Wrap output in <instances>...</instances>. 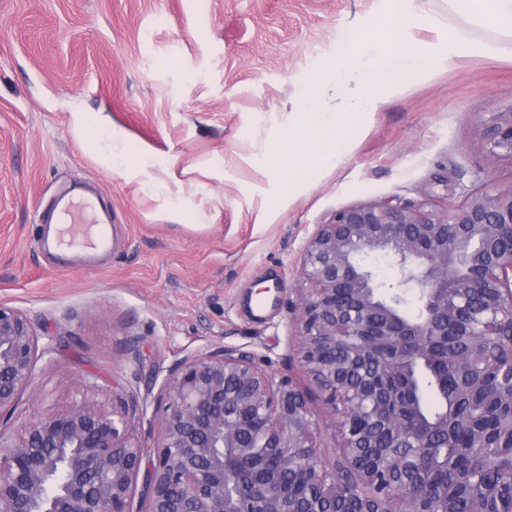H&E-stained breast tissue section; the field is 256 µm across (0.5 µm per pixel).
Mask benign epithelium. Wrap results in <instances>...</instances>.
<instances>
[{
    "mask_svg": "<svg viewBox=\"0 0 512 512\" xmlns=\"http://www.w3.org/2000/svg\"><path fill=\"white\" fill-rule=\"evenodd\" d=\"M487 140L492 156L512 158V111L493 119ZM373 252L396 271L390 293L359 263ZM297 276L306 287L293 308L296 356L308 386L240 349L188 357L156 403L152 452L137 432L144 405L117 382L110 407L38 410L20 435L0 433V512H434L431 481L410 472L454 446L450 372L509 408V437L471 431L468 454L490 466L512 456V188L443 208H340L316 225ZM463 313L472 340L450 354L448 326ZM37 351L28 318L0 304V415L31 387ZM427 370L445 379L432 415L415 379ZM322 417L340 438L339 461L317 449ZM463 492L472 512H504L478 478Z\"/></svg>",
    "mask_w": 512,
    "mask_h": 512,
    "instance_id": "obj_1",
    "label": "benign epithelium"
}]
</instances>
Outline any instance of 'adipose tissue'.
<instances>
[{
  "label": "adipose tissue",
  "instance_id": "ef3b65f1",
  "mask_svg": "<svg viewBox=\"0 0 512 512\" xmlns=\"http://www.w3.org/2000/svg\"><path fill=\"white\" fill-rule=\"evenodd\" d=\"M455 23L431 17L441 34L435 47L408 46L402 33L386 26L364 35L344 36L335 54L320 69L323 85L342 101L328 106L309 88L299 91V106L276 128L271 147L254 159L256 166L286 180L300 191L316 185L338 168L350 149L349 134L377 112L389 93L401 91L423 75V60L512 56V0H448ZM478 25L492 26L497 36L481 40Z\"/></svg>",
  "mask_w": 512,
  "mask_h": 512
}]
</instances>
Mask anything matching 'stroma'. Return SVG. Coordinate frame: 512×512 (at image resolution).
Masks as SVG:
<instances>
[{
	"mask_svg": "<svg viewBox=\"0 0 512 512\" xmlns=\"http://www.w3.org/2000/svg\"><path fill=\"white\" fill-rule=\"evenodd\" d=\"M404 8L405 37L434 42L426 19L447 14L444 0ZM389 11L388 0H0V304L39 335L33 385L1 431L86 395L108 402L117 381L145 400L138 431L154 446L166 378L219 346L305 383L292 306L316 225L360 202L512 187V159L491 157L484 138L512 110V57L432 65L306 191L254 165L340 36ZM93 119L103 133L89 141ZM76 189L111 214L110 252L49 250L46 217Z\"/></svg>",
	"mask_w": 512,
	"mask_h": 512,
	"instance_id": "stroma-1",
	"label": "stroma"
}]
</instances>
